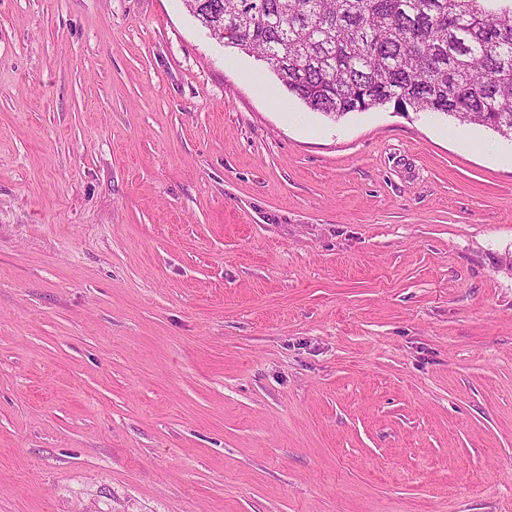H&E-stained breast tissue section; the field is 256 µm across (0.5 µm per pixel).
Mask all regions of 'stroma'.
Here are the masks:
<instances>
[{"label":"stroma","instance_id":"stroma-1","mask_svg":"<svg viewBox=\"0 0 512 512\" xmlns=\"http://www.w3.org/2000/svg\"><path fill=\"white\" fill-rule=\"evenodd\" d=\"M0 512H512V142L0 0Z\"/></svg>","mask_w":512,"mask_h":512}]
</instances>
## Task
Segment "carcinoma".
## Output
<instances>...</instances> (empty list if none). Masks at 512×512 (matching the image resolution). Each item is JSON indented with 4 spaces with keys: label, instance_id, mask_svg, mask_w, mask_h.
<instances>
[{
    "label": "carcinoma",
    "instance_id": "cac0c4a2",
    "mask_svg": "<svg viewBox=\"0 0 512 512\" xmlns=\"http://www.w3.org/2000/svg\"><path fill=\"white\" fill-rule=\"evenodd\" d=\"M185 0L313 112L387 103L512 139V0ZM226 19H221V16Z\"/></svg>",
    "mask_w": 512,
    "mask_h": 512
}]
</instances>
